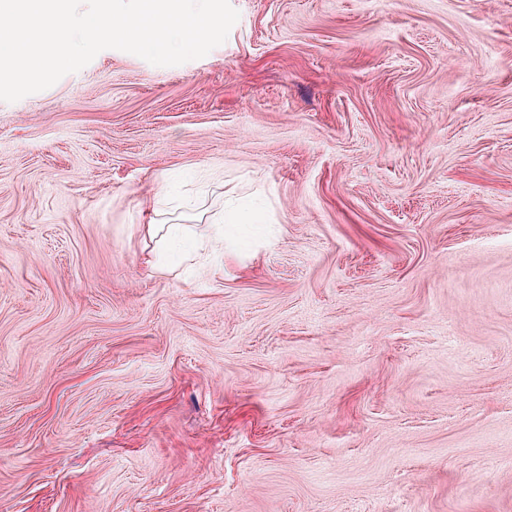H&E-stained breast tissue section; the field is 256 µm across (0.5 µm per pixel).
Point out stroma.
Instances as JSON below:
<instances>
[{
  "instance_id": "obj_1",
  "label": "stroma",
  "mask_w": 512,
  "mask_h": 512,
  "mask_svg": "<svg viewBox=\"0 0 512 512\" xmlns=\"http://www.w3.org/2000/svg\"><path fill=\"white\" fill-rule=\"evenodd\" d=\"M230 2L0 101V512H512V0ZM220 219L223 224L220 233L215 229L216 224L167 225L147 263L153 267H170L174 261L185 262L208 240L224 243V250L232 251L243 244L247 233L255 228L253 225L263 223L250 212L225 211Z\"/></svg>"
}]
</instances>
